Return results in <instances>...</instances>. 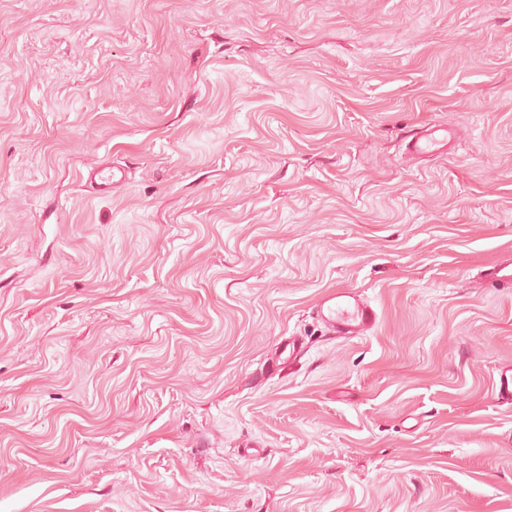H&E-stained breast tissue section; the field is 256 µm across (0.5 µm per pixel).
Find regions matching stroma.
<instances>
[{
  "label": "stroma",
  "mask_w": 512,
  "mask_h": 512,
  "mask_svg": "<svg viewBox=\"0 0 512 512\" xmlns=\"http://www.w3.org/2000/svg\"><path fill=\"white\" fill-rule=\"evenodd\" d=\"M506 256L512 0H0V512H512ZM449 136L448 127H433L425 132L411 135L407 143V152L415 156L439 152L448 146ZM85 183L92 186L98 194H109L112 187L125 179V172L120 168L94 167L88 169ZM315 312L330 336H363L374 328L378 319L375 307L350 290L327 294Z\"/></svg>",
  "instance_id": "35a3bbf8"
}]
</instances>
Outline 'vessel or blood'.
Masks as SVG:
<instances>
[{
  "mask_svg": "<svg viewBox=\"0 0 512 512\" xmlns=\"http://www.w3.org/2000/svg\"><path fill=\"white\" fill-rule=\"evenodd\" d=\"M450 132L445 127H434L412 135L407 144L409 154L420 156L439 152L447 147ZM125 178V172L113 167L89 169L86 184L100 194H109ZM316 317L331 336H362L377 323L375 307L358 293L341 290L324 296L316 308Z\"/></svg>",
  "mask_w": 512,
  "mask_h": 512,
  "instance_id": "1",
  "label": "vessel or blood"
}]
</instances>
